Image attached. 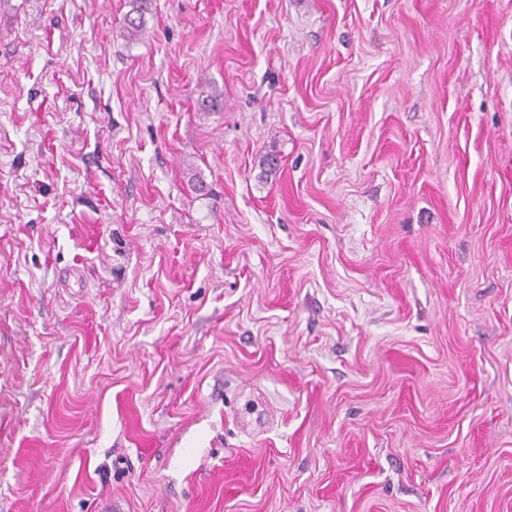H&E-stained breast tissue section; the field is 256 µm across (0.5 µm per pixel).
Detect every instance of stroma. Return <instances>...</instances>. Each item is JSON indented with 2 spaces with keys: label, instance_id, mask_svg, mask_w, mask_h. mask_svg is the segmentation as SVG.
I'll use <instances>...</instances> for the list:
<instances>
[{
  "label": "stroma",
  "instance_id": "obj_1",
  "mask_svg": "<svg viewBox=\"0 0 512 512\" xmlns=\"http://www.w3.org/2000/svg\"><path fill=\"white\" fill-rule=\"evenodd\" d=\"M129 9L0 0V512H512V0Z\"/></svg>",
  "mask_w": 512,
  "mask_h": 512
}]
</instances>
